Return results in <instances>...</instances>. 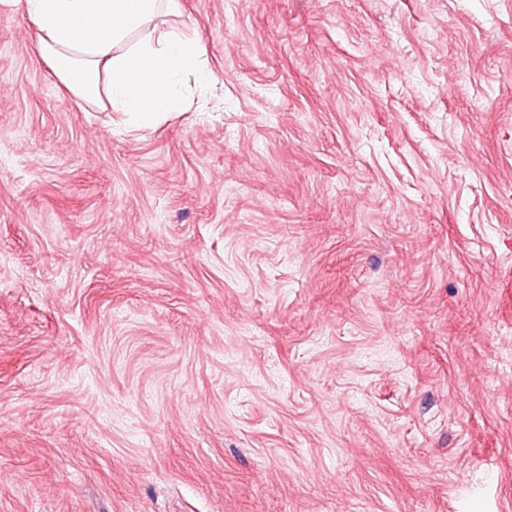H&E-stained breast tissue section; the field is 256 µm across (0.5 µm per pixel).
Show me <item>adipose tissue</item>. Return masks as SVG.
Here are the masks:
<instances>
[{
	"instance_id": "ef3b65f1",
	"label": "adipose tissue",
	"mask_w": 512,
	"mask_h": 512,
	"mask_svg": "<svg viewBox=\"0 0 512 512\" xmlns=\"http://www.w3.org/2000/svg\"><path fill=\"white\" fill-rule=\"evenodd\" d=\"M165 0H24L39 54L77 99L142 125L183 111L179 75L211 79L199 46L153 31Z\"/></svg>"
}]
</instances>
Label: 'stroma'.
I'll return each mask as SVG.
<instances>
[{
  "label": "stroma",
  "mask_w": 512,
  "mask_h": 512,
  "mask_svg": "<svg viewBox=\"0 0 512 512\" xmlns=\"http://www.w3.org/2000/svg\"><path fill=\"white\" fill-rule=\"evenodd\" d=\"M127 130L0 6V512H512V0H178Z\"/></svg>",
  "instance_id": "stroma-1"
}]
</instances>
